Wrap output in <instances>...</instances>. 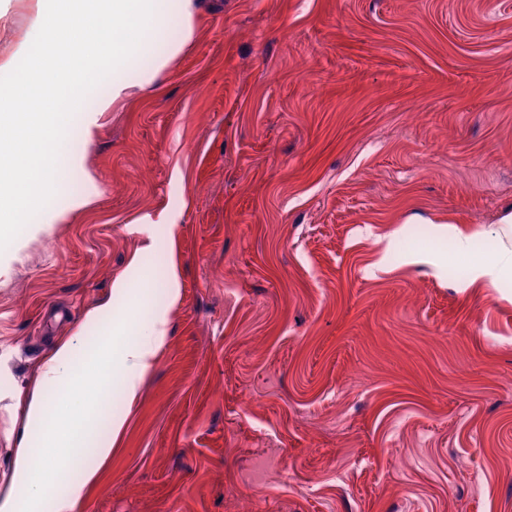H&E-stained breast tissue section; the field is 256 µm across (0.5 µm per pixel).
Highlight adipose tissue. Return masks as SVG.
Instances as JSON below:
<instances>
[{
	"label": "adipose tissue",
	"instance_id": "obj_1",
	"mask_svg": "<svg viewBox=\"0 0 512 512\" xmlns=\"http://www.w3.org/2000/svg\"><path fill=\"white\" fill-rule=\"evenodd\" d=\"M32 19L24 37L0 53V82L12 95L24 98L27 108L12 111L0 98V126L11 127L10 142L0 141V170L16 175L8 190H0V212L40 201L42 210L58 203V170L50 154H63L71 127L72 108L100 85L107 96L84 113L85 140H92L104 112L123 99L132 83V62L148 42L157 38L172 20H180L193 33L199 0H35ZM99 22L106 38L94 44L82 41L90 22ZM37 55L25 71H17L20 56ZM111 304L89 309L70 336L59 339L45 356L26 405V418L13 458V479L0 493V512H12L23 503L26 512H40L45 489L57 487L54 512H72L81 491L69 484L56 449L69 454L93 450L99 459L112 453L109 442L92 437L89 412L62 414L57 407L74 390L102 392L119 387L127 400H135L144 377L162 349L168 320L159 315L138 335H114L98 354L87 350L88 330L109 317Z\"/></svg>",
	"mask_w": 512,
	"mask_h": 512
}]
</instances>
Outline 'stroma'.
I'll list each match as a JSON object with an SVG mask.
<instances>
[{"label": "stroma", "instance_id": "1", "mask_svg": "<svg viewBox=\"0 0 512 512\" xmlns=\"http://www.w3.org/2000/svg\"><path fill=\"white\" fill-rule=\"evenodd\" d=\"M200 13L72 128L60 197L91 203L0 243V491L45 355L108 301L88 348L167 335L75 512H512V274L472 279L512 248V0Z\"/></svg>", "mask_w": 512, "mask_h": 512}]
</instances>
